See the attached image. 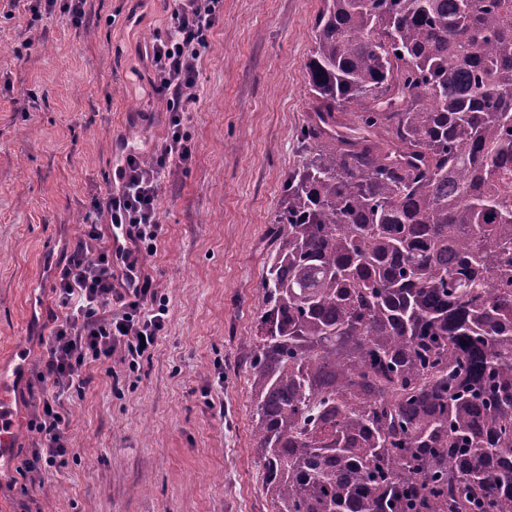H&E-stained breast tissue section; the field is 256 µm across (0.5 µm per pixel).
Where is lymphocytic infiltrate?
Here are the masks:
<instances>
[{"instance_id":"obj_1","label":"lymphocytic infiltrate","mask_w":512,"mask_h":512,"mask_svg":"<svg viewBox=\"0 0 512 512\" xmlns=\"http://www.w3.org/2000/svg\"><path fill=\"white\" fill-rule=\"evenodd\" d=\"M221 0H173L165 37L146 54L153 93L169 112L166 136L152 159L128 152L122 184L92 203L86 224L56 275L59 309L51 313L38 375L43 389L32 453L18 468L31 483L59 467L70 451L71 414L66 396L91 381L92 365L123 350L131 364L151 354L165 329L167 302L145 273L162 233L157 198L170 161H188L184 105L197 99L198 64L219 18Z\"/></svg>"}]
</instances>
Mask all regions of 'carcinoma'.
Segmentation results:
<instances>
[{
  "instance_id": "cac0c4a2",
  "label": "carcinoma",
  "mask_w": 512,
  "mask_h": 512,
  "mask_svg": "<svg viewBox=\"0 0 512 512\" xmlns=\"http://www.w3.org/2000/svg\"><path fill=\"white\" fill-rule=\"evenodd\" d=\"M257 294L272 512H512V0H322Z\"/></svg>"
}]
</instances>
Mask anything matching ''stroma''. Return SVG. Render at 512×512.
<instances>
[{
	"instance_id": "1",
	"label": "stroma",
	"mask_w": 512,
	"mask_h": 512,
	"mask_svg": "<svg viewBox=\"0 0 512 512\" xmlns=\"http://www.w3.org/2000/svg\"><path fill=\"white\" fill-rule=\"evenodd\" d=\"M183 128L189 164L158 195L144 269L168 299L151 358L72 394L74 450L42 484L17 472L38 415L40 335L79 215L152 154L167 114L144 53L171 0H88L82 25L0 8V372L23 365L0 512H271L253 448L250 357L270 227L308 121L305 63L320 0H223Z\"/></svg>"
}]
</instances>
